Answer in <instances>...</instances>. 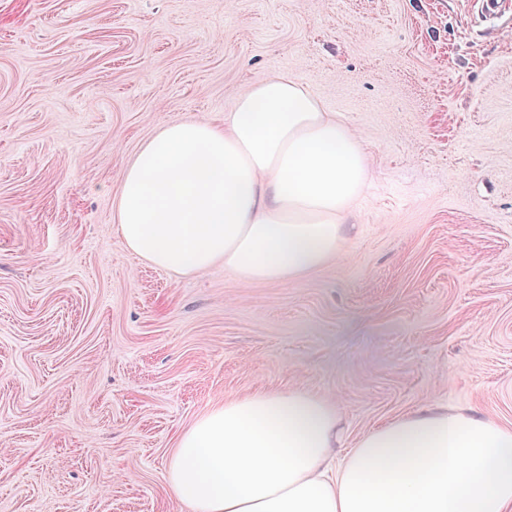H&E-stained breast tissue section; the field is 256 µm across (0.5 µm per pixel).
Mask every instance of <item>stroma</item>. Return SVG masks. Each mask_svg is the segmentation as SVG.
<instances>
[{"instance_id":"obj_1","label":"stroma","mask_w":512,"mask_h":512,"mask_svg":"<svg viewBox=\"0 0 512 512\" xmlns=\"http://www.w3.org/2000/svg\"><path fill=\"white\" fill-rule=\"evenodd\" d=\"M277 74L367 154L335 256L252 284L133 254L136 153ZM292 388L335 407L346 449L435 405L512 425V9L0 0V512H188L180 434Z\"/></svg>"}]
</instances>
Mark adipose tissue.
<instances>
[{"instance_id": "ef3b65f1", "label": "adipose tissue", "mask_w": 512, "mask_h": 512, "mask_svg": "<svg viewBox=\"0 0 512 512\" xmlns=\"http://www.w3.org/2000/svg\"><path fill=\"white\" fill-rule=\"evenodd\" d=\"M367 186L358 135L293 77L249 86L224 121L176 120L127 167L125 245L189 275L285 282L322 266ZM339 419L305 390L225 401L179 437L166 481L190 512H512V427L427 408L337 459Z\"/></svg>"}]
</instances>
